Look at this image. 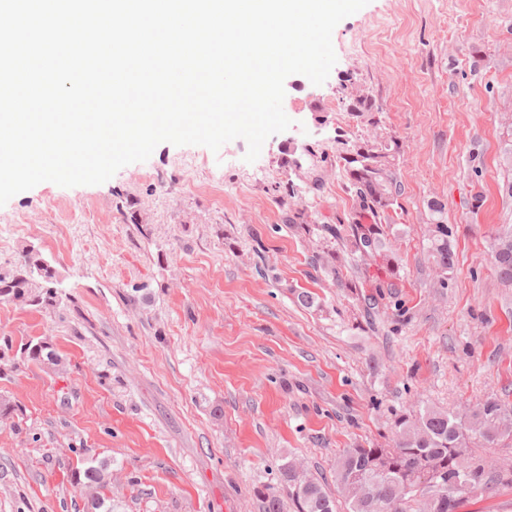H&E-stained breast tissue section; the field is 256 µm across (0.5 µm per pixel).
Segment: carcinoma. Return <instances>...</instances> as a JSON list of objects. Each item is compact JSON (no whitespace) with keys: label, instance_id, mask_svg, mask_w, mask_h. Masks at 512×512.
I'll list each match as a JSON object with an SVG mask.
<instances>
[{"label":"carcinoma","instance_id":"carcinoma-1","mask_svg":"<svg viewBox=\"0 0 512 512\" xmlns=\"http://www.w3.org/2000/svg\"><path fill=\"white\" fill-rule=\"evenodd\" d=\"M398 142L382 143L356 140L344 143L339 153L342 172L354 203L351 221L347 224L309 225L304 211L294 207L295 190L278 189V202L283 222L300 225L316 233L321 240L341 246L352 257L365 259L374 255L395 266L391 253L389 210L396 201V154ZM434 215L427 226L428 255L443 280L453 272L452 227L444 219V206L432 201ZM315 263L342 288L356 283L344 281L336 268V251L315 256ZM492 264L499 279L512 285V231L495 239ZM58 272L43 253L34 246H25L13 269L0 274V300L17 306L55 307L63 301L58 288ZM29 362L57 366L60 357L42 339L29 340L15 354L0 351V377L17 372ZM396 439L391 448L357 445L346 448L336 458L333 481L338 494L348 503L349 512H460L466 496L491 489L493 482L484 459L473 448H499L512 440V404L495 396L488 397L474 408L468 420L462 421L449 411L426 408L416 413L394 414ZM110 463L95 462L83 470L86 483L103 488L108 484ZM441 473L448 483L459 488L439 490L442 506L429 508L426 501L432 493L427 474ZM283 476L291 489L295 512H337L338 505L314 477L300 480L291 468H283Z\"/></svg>","mask_w":512,"mask_h":512}]
</instances>
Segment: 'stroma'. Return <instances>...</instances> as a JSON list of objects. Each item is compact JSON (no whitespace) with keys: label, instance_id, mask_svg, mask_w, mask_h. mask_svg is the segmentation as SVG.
I'll return each instance as SVG.
<instances>
[{"label":"stroma","instance_id":"1","mask_svg":"<svg viewBox=\"0 0 512 512\" xmlns=\"http://www.w3.org/2000/svg\"><path fill=\"white\" fill-rule=\"evenodd\" d=\"M332 43L322 85L286 79L292 125L255 162L242 139L216 153L163 143L103 184L44 182L0 206V272L34 245L64 296L0 301V346L40 338L61 359L0 379L20 407L0 419V512H86L74 471L90 457L110 463L112 512H264L269 496L295 512L286 463L326 478L343 449L391 447L395 413L512 401V287L492 266L512 226V0H370ZM350 86L375 111H351ZM390 136L398 271L343 254L359 286L337 287L273 188L317 171L319 196L295 206L348 222L337 142ZM434 200L454 228L445 284L426 252ZM479 454L501 480L462 512H512V447Z\"/></svg>","mask_w":512,"mask_h":512}]
</instances>
